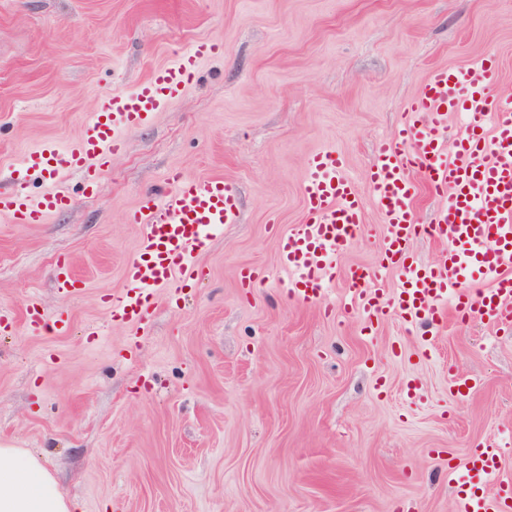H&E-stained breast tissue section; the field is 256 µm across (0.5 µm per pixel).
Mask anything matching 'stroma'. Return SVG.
Masks as SVG:
<instances>
[{
  "instance_id": "35a3bbf8",
  "label": "stroma",
  "mask_w": 512,
  "mask_h": 512,
  "mask_svg": "<svg viewBox=\"0 0 512 512\" xmlns=\"http://www.w3.org/2000/svg\"><path fill=\"white\" fill-rule=\"evenodd\" d=\"M200 40L221 54L125 133L93 193L71 173L70 210L0 218V444L36 455L80 512H455L449 466L495 443L512 473V327L363 331L341 276L379 260L374 205L315 304L280 288L278 235L303 218L313 154L336 151L367 190L432 69L493 58L512 98V0H0V188L28 149L72 140L104 95ZM175 173L224 178L239 221L147 321H115L142 243L128 215ZM246 267L261 286L243 287ZM32 305L68 330H30ZM461 378L478 383L464 400L448 392Z\"/></svg>"
}]
</instances>
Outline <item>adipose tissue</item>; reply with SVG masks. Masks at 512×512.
<instances>
[{
  "label": "adipose tissue",
  "instance_id": "adipose-tissue-1",
  "mask_svg": "<svg viewBox=\"0 0 512 512\" xmlns=\"http://www.w3.org/2000/svg\"><path fill=\"white\" fill-rule=\"evenodd\" d=\"M0 512H78L40 461L0 445Z\"/></svg>",
  "mask_w": 512,
  "mask_h": 512
}]
</instances>
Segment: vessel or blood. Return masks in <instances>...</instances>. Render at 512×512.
Masks as SVG:
<instances>
[{
	"instance_id": "vessel-or-blood-1",
	"label": "vessel or blood",
	"mask_w": 512,
	"mask_h": 512,
	"mask_svg": "<svg viewBox=\"0 0 512 512\" xmlns=\"http://www.w3.org/2000/svg\"><path fill=\"white\" fill-rule=\"evenodd\" d=\"M214 51L209 42L194 43L146 81L104 96L74 141L29 150L15 169L17 176L33 171L54 186L34 198L14 189L1 191L0 217L13 224H42L70 209L74 199L68 189L56 187V180L82 171L85 189H94L95 168L121 149L124 133L180 98L201 61ZM497 79L495 65L486 59L463 70H434L406 105L396 135L381 141L367 181L387 227L382 259L378 268L357 267L345 275L346 299L365 324L390 315L436 329L450 315L462 322L512 324V99L495 94ZM452 112L465 117L463 132L453 139L448 136ZM419 175L444 197L429 224L415 219ZM171 184L162 199H148L131 216L144 228L142 248L126 264L128 289L110 302L113 319L144 322L156 289L191 276L193 254L207 246L217 228L238 219V196L223 178L177 174ZM303 194L302 222L281 237L286 273L281 286L309 304L334 279L337 256L365 232V201L332 150L310 159ZM421 235L443 243L442 259L423 265L412 258L410 242ZM381 268L399 270L394 292L371 288ZM475 282L484 287L476 296L469 290ZM465 470L472 490L459 498L457 512H492L487 486L512 493V479L500 477L498 446L473 454Z\"/></svg>"
}]
</instances>
